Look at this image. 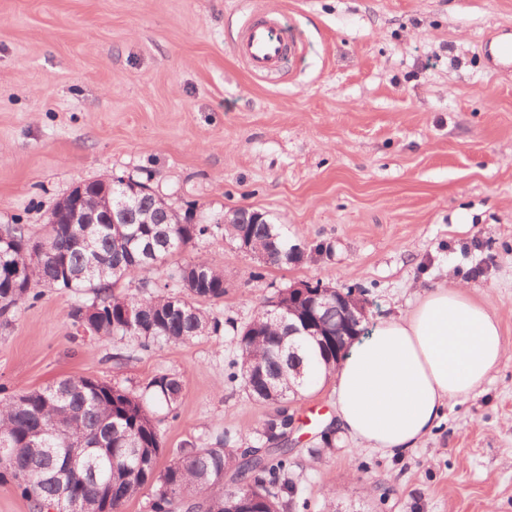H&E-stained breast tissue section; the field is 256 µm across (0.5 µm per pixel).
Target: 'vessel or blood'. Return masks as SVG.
Listing matches in <instances>:
<instances>
[{
	"mask_svg": "<svg viewBox=\"0 0 512 512\" xmlns=\"http://www.w3.org/2000/svg\"><path fill=\"white\" fill-rule=\"evenodd\" d=\"M300 44L299 35L288 32L280 16H252L244 23L234 51L254 76L262 78L283 72Z\"/></svg>",
	"mask_w": 512,
	"mask_h": 512,
	"instance_id": "b4317fda",
	"label": "vessel or blood"
}]
</instances>
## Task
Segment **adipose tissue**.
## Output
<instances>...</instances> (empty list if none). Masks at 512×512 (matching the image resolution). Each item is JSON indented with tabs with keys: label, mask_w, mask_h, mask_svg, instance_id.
<instances>
[{
	"label": "adipose tissue",
	"mask_w": 512,
	"mask_h": 512,
	"mask_svg": "<svg viewBox=\"0 0 512 512\" xmlns=\"http://www.w3.org/2000/svg\"><path fill=\"white\" fill-rule=\"evenodd\" d=\"M511 355L498 316L466 287L427 290L352 345L333 374L337 423L365 447L404 454Z\"/></svg>",
	"instance_id": "ef3b65f1"
}]
</instances>
